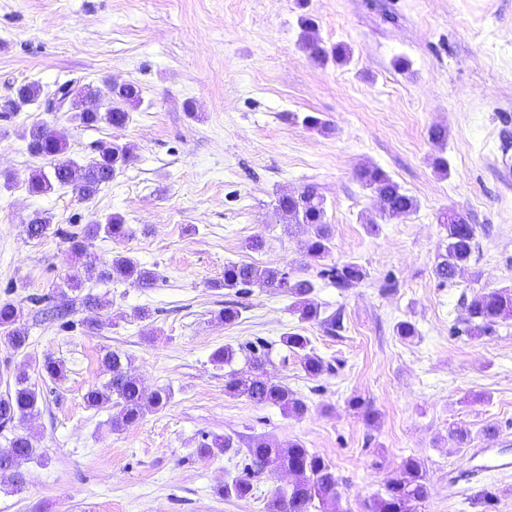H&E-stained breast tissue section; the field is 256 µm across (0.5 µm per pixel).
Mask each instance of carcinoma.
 Instances as JSON below:
<instances>
[{
  "label": "carcinoma",
  "instance_id": "1",
  "mask_svg": "<svg viewBox=\"0 0 512 512\" xmlns=\"http://www.w3.org/2000/svg\"><path fill=\"white\" fill-rule=\"evenodd\" d=\"M300 45L307 57L321 64L332 54L341 59V50L328 51L318 37L316 23L309 19L301 20ZM41 87L36 83L18 86L13 96L0 99V116L8 118L36 100ZM57 94L65 101L66 111L74 113V119L84 125L101 120L116 127H124L130 120V112L141 103V89L134 83L112 86L109 101L100 108L91 110L85 107L84 99L93 95L92 88L73 93L72 81L58 84ZM29 150L51 160L49 172L32 175L29 189L33 193L46 194L57 187H72L80 200H89L112 181L114 173L126 165L132 151L126 144L108 143L98 147V155L89 163L78 167L64 157L67 135L64 131L51 127L48 123L36 124L28 130ZM357 177L360 183L378 199L380 218L384 221L404 220L417 210L416 199L408 195L401 186L380 168H363ZM276 208L291 217L296 224L308 228V237L303 244L305 255L319 261L331 251L332 225L327 222V206L324 195L315 183H309L299 192L282 191L276 197ZM447 254L435 266V275L442 284L452 281L458 270L470 259L475 249V230L464 217L454 214L447 222ZM50 231L46 218L37 215L26 222V234L30 239H39ZM54 234L69 244V250L77 259L88 255L92 240L104 235L114 240L129 236V228L122 216L113 214L104 224H93L79 231L58 229ZM119 276L139 288H151L157 275L154 271L140 266L128 256H116L109 268L101 273L105 279ZM365 277L362 267L355 262L338 265H325L318 271V278L328 281L338 288H351ZM259 285L280 290L293 298V307L305 322H316L329 333L336 332L340 316L321 317V309L312 299L316 282L309 278L296 277L286 271L262 269L247 263L229 262L224 265V280L220 287L233 290L238 295H246L250 288ZM49 308L45 315L63 320L62 326L74 325L67 319L69 304L53 295L35 299ZM462 305L467 312L469 331L475 336H490L499 322L512 318V289L501 288L489 293H477L463 297ZM21 311L10 302H0V340L17 351L26 345V332L20 326ZM283 344L294 352H304L302 368L310 377H318L329 370V365L318 355L306 352L309 339L296 332H288L282 337ZM248 353L251 371L246 376L229 374L224 390L236 398H244L258 405H274L286 416L301 417L308 411L307 403L296 396L286 385L271 382L266 377L267 344L258 341L244 346ZM102 363L110 373L108 382L100 387L90 388L84 395L87 407L97 409L105 405L113 409L112 429L121 431L139 423L145 414L164 407L170 398L165 389L146 396L139 379L129 370V360L118 351L105 353ZM39 393L24 372L15 376L12 392L0 398V427L3 428L22 419L38 408ZM234 448V440L229 435H214L202 442L197 453L202 457L224 454ZM36 456L28 438L14 435L9 441V451L0 453V474L9 472L16 483L21 482L19 470L23 464ZM251 464L241 475L224 482L223 493L237 498L252 495L256 474L273 467L285 470L293 476L288 490L279 492L269 503V512H339L340 493L336 486V475L331 465L320 455L310 452L303 445L295 443L284 450L268 441H259L248 449ZM427 495L426 476L419 460L409 457L402 465L401 472L390 478L385 494L379 497L372 512H413L414 505Z\"/></svg>",
  "mask_w": 512,
  "mask_h": 512
}]
</instances>
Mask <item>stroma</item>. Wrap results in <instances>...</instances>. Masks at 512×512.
<instances>
[{"label": "stroma", "mask_w": 512, "mask_h": 512, "mask_svg": "<svg viewBox=\"0 0 512 512\" xmlns=\"http://www.w3.org/2000/svg\"><path fill=\"white\" fill-rule=\"evenodd\" d=\"M303 16L325 47H346V61L307 58ZM400 58L407 69L395 67ZM70 79L103 97L109 82H132L142 102L120 129L79 124L40 102L0 119V182H10L0 185V300L20 308L28 336L18 351L0 344V396L21 370L41 394L33 415L0 428V450L17 433L37 450L21 467V489L0 476V512H267L291 481L286 471L265 470L245 499L221 492L260 439L324 457L342 512H368L410 457L427 473L416 512H512V473L487 470L512 457V319L475 338L460 302L512 287V0H0V97ZM307 113L328 131L302 126ZM42 121L66 131L75 165L113 141L133 157L90 200L68 188L31 193V175L50 164L23 134ZM434 126L447 130L445 145L430 140ZM364 166L387 172L416 212L371 228L377 199L357 179ZM309 183L324 194L333 229L325 263L361 265L357 287L317 280L321 264L303 252L302 227L276 208L278 193ZM451 211L473 225L476 246L443 285L434 269ZM37 213L68 230L118 213L132 234L95 239L85 267L54 233L27 238ZM118 255L156 270L155 286L102 278ZM230 261L316 279L313 298L324 315H340V328L300 321L291 297L269 288L235 298L219 286ZM72 273L111 305L74 304L78 326L68 329L35 299ZM232 299L239 319L218 321ZM404 320L416 336L397 335ZM289 331L309 338L328 372L306 375L280 342ZM257 339L272 345L268 379L307 402L303 417L225 392L230 371L250 367L241 353L214 364L213 351ZM108 350L130 357L146 393L171 394L121 431L111 409L83 399L108 381ZM48 357L63 363V380L41 377ZM460 426L470 447L452 436ZM212 434L231 435L235 449L198 456Z\"/></svg>", "instance_id": "35a3bbf8"}]
</instances>
